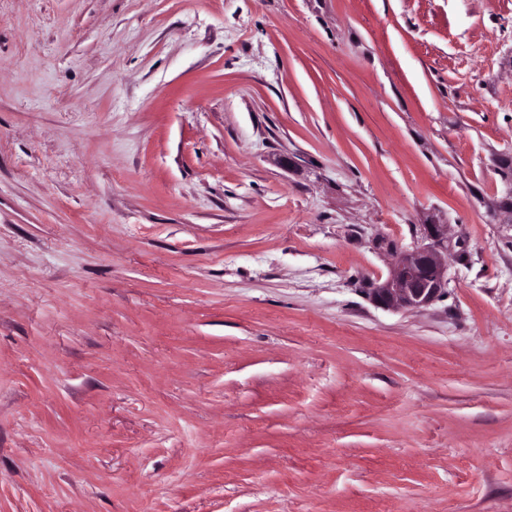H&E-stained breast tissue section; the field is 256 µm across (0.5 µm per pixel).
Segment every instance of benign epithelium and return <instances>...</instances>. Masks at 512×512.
<instances>
[{
	"instance_id": "benign-epithelium-1",
	"label": "benign epithelium",
	"mask_w": 512,
	"mask_h": 512,
	"mask_svg": "<svg viewBox=\"0 0 512 512\" xmlns=\"http://www.w3.org/2000/svg\"><path fill=\"white\" fill-rule=\"evenodd\" d=\"M423 242L411 250L396 251L389 277L372 289L381 307L420 309L430 305L448 287V225H421Z\"/></svg>"
}]
</instances>
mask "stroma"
<instances>
[{
  "mask_svg": "<svg viewBox=\"0 0 512 512\" xmlns=\"http://www.w3.org/2000/svg\"><path fill=\"white\" fill-rule=\"evenodd\" d=\"M0 512H512V0H0ZM423 242L412 250H396L389 277L372 289L381 307L420 309L442 295L448 286V227L421 225Z\"/></svg>",
  "mask_w": 512,
  "mask_h": 512,
  "instance_id": "35a3bbf8",
  "label": "stroma"
}]
</instances>
